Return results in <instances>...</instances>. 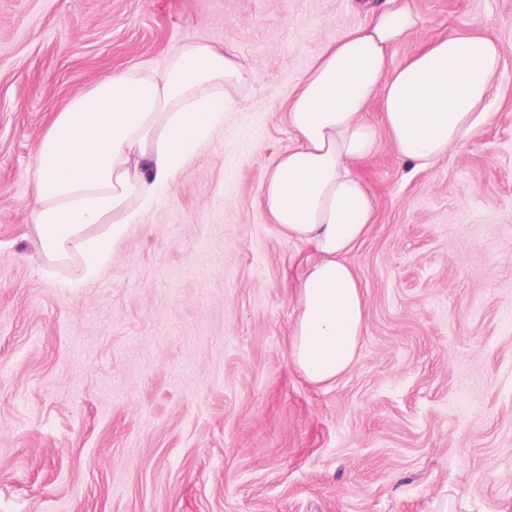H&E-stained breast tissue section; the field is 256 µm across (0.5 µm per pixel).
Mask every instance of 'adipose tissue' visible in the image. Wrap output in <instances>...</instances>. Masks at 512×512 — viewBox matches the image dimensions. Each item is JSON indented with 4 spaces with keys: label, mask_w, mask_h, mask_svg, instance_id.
Here are the masks:
<instances>
[{
    "label": "adipose tissue",
    "mask_w": 512,
    "mask_h": 512,
    "mask_svg": "<svg viewBox=\"0 0 512 512\" xmlns=\"http://www.w3.org/2000/svg\"><path fill=\"white\" fill-rule=\"evenodd\" d=\"M422 19L412 0H386L328 46L288 107L296 142L268 176L263 204L307 254L293 284L295 369L328 385L358 361L365 305L349 253L375 222L355 168L389 137L410 169L431 167L473 137L487 115L502 48L484 35L440 37L391 67V49ZM255 75L250 61L205 43L175 51L163 73L112 71L74 97L42 139L29 175L30 217L49 264L81 259L93 276L224 119ZM380 98L381 124L364 112Z\"/></svg>",
    "instance_id": "adipose-tissue-1"
}]
</instances>
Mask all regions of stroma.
Listing matches in <instances>:
<instances>
[{
  "mask_svg": "<svg viewBox=\"0 0 512 512\" xmlns=\"http://www.w3.org/2000/svg\"><path fill=\"white\" fill-rule=\"evenodd\" d=\"M383 2L0 0V512H512V0H413L392 66L492 37L489 115L428 170L386 138L357 167L359 361L328 386L291 362L299 248L264 185L297 83ZM195 42L253 83L92 278L48 267L28 170L52 121Z\"/></svg>",
  "mask_w": 512,
  "mask_h": 512,
  "instance_id": "stroma-1",
  "label": "stroma"
}]
</instances>
